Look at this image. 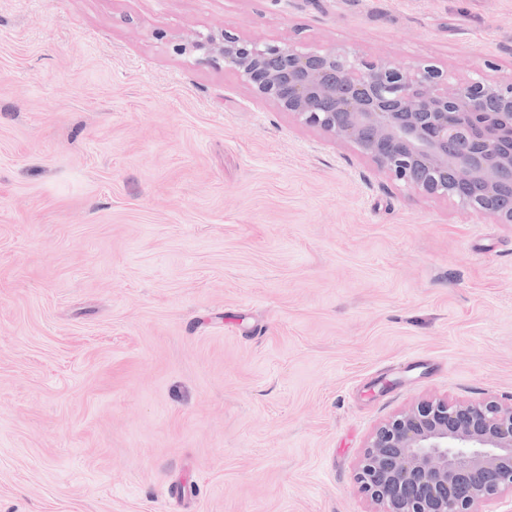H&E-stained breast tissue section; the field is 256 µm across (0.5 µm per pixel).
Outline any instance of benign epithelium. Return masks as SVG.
<instances>
[{"label":"benign epithelium","mask_w":512,"mask_h":512,"mask_svg":"<svg viewBox=\"0 0 512 512\" xmlns=\"http://www.w3.org/2000/svg\"><path fill=\"white\" fill-rule=\"evenodd\" d=\"M175 51L223 63L393 182L512 224V74L476 69L451 82L429 62L247 39L226 27ZM353 481L371 512H486L512 498V402L420 400L375 429Z\"/></svg>","instance_id":"1"}]
</instances>
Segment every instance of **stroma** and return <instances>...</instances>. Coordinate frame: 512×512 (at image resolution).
Here are the masks:
<instances>
[{
  "label": "stroma",
  "instance_id": "1",
  "mask_svg": "<svg viewBox=\"0 0 512 512\" xmlns=\"http://www.w3.org/2000/svg\"><path fill=\"white\" fill-rule=\"evenodd\" d=\"M512 74V0H0V512H370L373 429L512 400V224L176 44Z\"/></svg>",
  "mask_w": 512,
  "mask_h": 512
}]
</instances>
